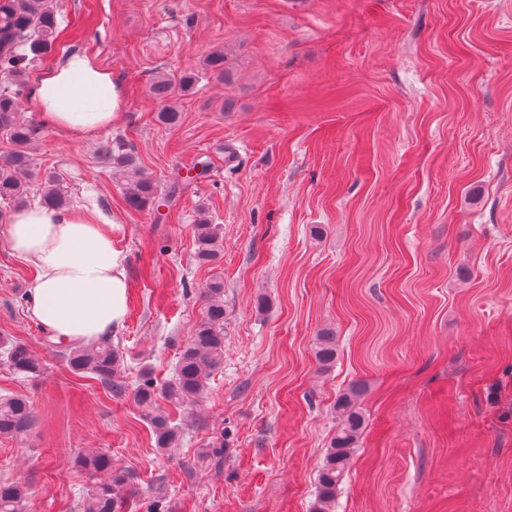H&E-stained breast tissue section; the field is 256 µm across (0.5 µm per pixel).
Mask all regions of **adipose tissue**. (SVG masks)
Masks as SVG:
<instances>
[{
  "mask_svg": "<svg viewBox=\"0 0 512 512\" xmlns=\"http://www.w3.org/2000/svg\"><path fill=\"white\" fill-rule=\"evenodd\" d=\"M30 99L46 124L81 139L122 116L119 81L77 51L35 80ZM6 237L12 254L35 271L28 315L58 341L99 342L121 326L125 268L111 235L91 215L34 205L14 213Z\"/></svg>",
  "mask_w": 512,
  "mask_h": 512,
  "instance_id": "obj_1",
  "label": "adipose tissue"
}]
</instances>
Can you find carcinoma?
Instances as JSON below:
<instances>
[{"label":"carcinoma","instance_id":"cac0c4a2","mask_svg":"<svg viewBox=\"0 0 512 512\" xmlns=\"http://www.w3.org/2000/svg\"><path fill=\"white\" fill-rule=\"evenodd\" d=\"M57 0H0V72L14 78L12 92H0V135L11 148L0 153V203L9 207L26 205L31 172L30 146L39 136L38 125L22 117L19 99L25 87L26 62L49 54L59 37ZM212 76L224 80V53L214 51L205 58ZM152 94L160 100L174 96L175 88L165 77L152 84ZM104 161L112 164L128 178L125 203L143 211L159 202L156 182L143 175L134 150L118 143L104 153ZM42 204L52 209L66 207V199L56 181L44 178ZM195 258L200 264H216L224 255V236L220 225L200 216L193 225ZM203 313L192 336L183 346L172 378L159 384L145 369L137 384L128 388L123 380L122 353L109 341L90 347L68 350L71 370L80 376L91 374L116 394L132 390L135 403L149 422L161 451L178 446L181 432L171 425L169 417L156 411L160 399L172 404H190L201 398L211 375L224 364V280L214 278L203 292ZM315 357L320 369H330L336 361V336L330 330L316 338ZM0 362L8 369L38 377L41 363L30 350L18 342L0 344ZM365 384H351L336 398V429L329 440L317 475V497L314 512H332L336 492L346 475L354 448L361 436L365 417L360 400ZM35 413L28 399L13 395L0 398V435L23 437L35 423ZM83 466L97 476L80 512H126L127 488L132 475L114 467L112 459L92 455L82 460ZM29 488L18 482L0 483V512H28Z\"/></svg>","mask_w":512,"mask_h":512}]
</instances>
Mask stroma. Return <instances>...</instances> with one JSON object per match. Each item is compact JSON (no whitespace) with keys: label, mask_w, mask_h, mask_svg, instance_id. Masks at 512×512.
<instances>
[{"label":"stroma","mask_w":512,"mask_h":512,"mask_svg":"<svg viewBox=\"0 0 512 512\" xmlns=\"http://www.w3.org/2000/svg\"><path fill=\"white\" fill-rule=\"evenodd\" d=\"M58 21L29 79L83 51L120 81L123 115L83 140L43 127L32 170L123 258L125 381L172 376L218 275L224 366L169 409L183 437L159 451L130 394L49 347L0 222V341L43 365L33 380L0 364V396L37 416L0 436V480L26 484L33 512H77L97 453L133 473L128 512H313L333 405L360 381L366 427L333 512H512V0H60ZM187 72L165 126L151 85ZM119 142L161 207L128 209L102 158ZM203 212L223 228L217 267L194 258ZM315 357L320 369H330L336 361V336L330 330L322 331L316 338Z\"/></svg>","instance_id":"stroma-1"}]
</instances>
